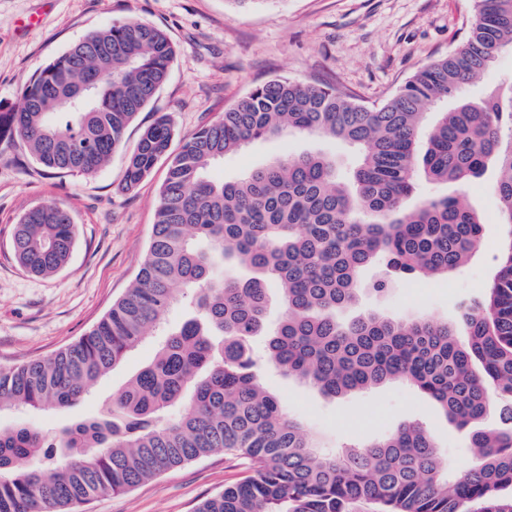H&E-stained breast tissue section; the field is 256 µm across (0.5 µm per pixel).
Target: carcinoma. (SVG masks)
Segmentation results:
<instances>
[{"label": "carcinoma", "instance_id": "cac0c4a2", "mask_svg": "<svg viewBox=\"0 0 512 512\" xmlns=\"http://www.w3.org/2000/svg\"><path fill=\"white\" fill-rule=\"evenodd\" d=\"M512 48V0H476L465 42L411 76L379 105L330 86L278 77L204 125L170 161L152 235L135 280L107 314L43 360L0 367V412L66 409L143 339L169 310L189 313L99 415L53 434L27 423L0 429V512H80L216 454L248 460L251 475L195 512H512V90L464 95ZM176 49L167 33L127 18L97 30L40 68L19 104L0 107V142H19L46 170L92 175L124 143L129 125L166 81ZM455 108L425 128L429 106ZM345 141L358 149L344 174L321 151L278 156L231 180L211 167L283 135ZM168 116L148 126L127 158L123 190L166 156ZM496 172L507 231L486 293L461 304L454 327L425 317L363 312L362 271L389 280L445 277L477 250L479 214L455 197L402 208L421 180L463 185ZM73 218L49 201L16 224L13 254L50 277L68 262ZM243 268L226 280L221 269ZM285 305L266 332L268 284ZM267 337L264 360L251 341ZM267 363L329 398L392 381L432 400L470 434L474 464L442 462L429 430L405 425L323 451L260 382ZM498 416L485 424L489 413Z\"/></svg>", "mask_w": 512, "mask_h": 512}]
</instances>
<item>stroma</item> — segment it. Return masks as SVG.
<instances>
[{
  "label": "stroma",
  "instance_id": "obj_1",
  "mask_svg": "<svg viewBox=\"0 0 512 512\" xmlns=\"http://www.w3.org/2000/svg\"><path fill=\"white\" fill-rule=\"evenodd\" d=\"M474 0H256L241 9L230 0H0V103L18 104L33 75L89 32L136 18L160 27L175 45L167 81L125 135V148L97 174H52L20 144L0 143V367L46 357L84 335L134 280L152 234L159 190L168 169L161 159L134 189L122 188L127 152L161 114L173 122L171 153L218 119L256 85L276 77L322 83L378 104L409 77L448 54L468 36ZM320 150L350 170L357 151L340 140L301 135L255 143L215 165L210 176L230 178L273 157ZM462 196L483 225L481 247L469 262L437 280L396 279L372 291L378 267L362 276L360 307L395 318L454 320L460 302L481 297L497 267L504 227L490 178L464 186L419 183L405 201ZM54 201L74 220L75 246L56 275L39 277L15 260L12 235L28 209ZM157 349L150 336L102 376L67 410L0 414L7 428L24 420L55 432L95 413L147 365ZM284 410L303 421L325 448L423 423L453 468L471 466L469 439L417 390L390 382L330 399L274 368L263 373ZM244 459L217 453L171 469L123 493H105L83 512H194L205 498L242 481Z\"/></svg>",
  "mask_w": 512,
  "mask_h": 512
}]
</instances>
